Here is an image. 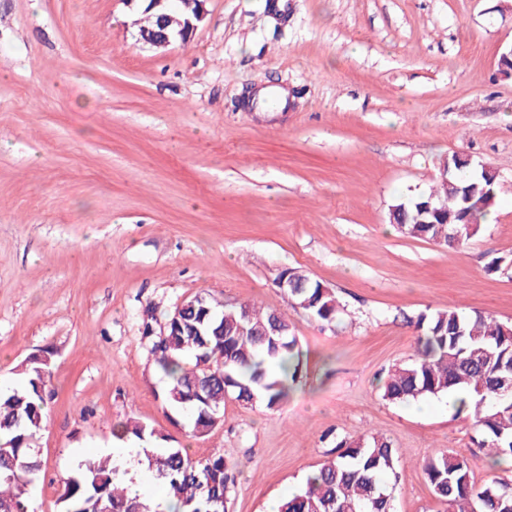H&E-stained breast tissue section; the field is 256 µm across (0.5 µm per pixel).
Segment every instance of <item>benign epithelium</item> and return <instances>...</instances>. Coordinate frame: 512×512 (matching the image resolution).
Listing matches in <instances>:
<instances>
[{
    "mask_svg": "<svg viewBox=\"0 0 512 512\" xmlns=\"http://www.w3.org/2000/svg\"><path fill=\"white\" fill-rule=\"evenodd\" d=\"M146 10L156 16V29L150 32H139L140 40L156 49H168L178 42H184L192 37L205 14L206 0H180L181 8L177 11L170 9V0H145ZM203 302V297L197 295L193 301L182 300L170 311L165 321L154 328L149 320H144L142 335L165 336L168 331L178 329L182 324V314L185 308L195 306V302Z\"/></svg>",
    "mask_w": 512,
    "mask_h": 512,
    "instance_id": "benign-epithelium-1",
    "label": "benign epithelium"
}]
</instances>
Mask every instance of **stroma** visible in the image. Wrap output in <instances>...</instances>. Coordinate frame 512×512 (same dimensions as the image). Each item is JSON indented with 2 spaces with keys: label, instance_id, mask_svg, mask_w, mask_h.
Returning <instances> with one entry per match:
<instances>
[{
  "label": "stroma",
  "instance_id": "1",
  "mask_svg": "<svg viewBox=\"0 0 512 512\" xmlns=\"http://www.w3.org/2000/svg\"><path fill=\"white\" fill-rule=\"evenodd\" d=\"M143 0H0V387L53 352L29 512H62L77 457L138 419L237 472L228 512H266L337 439L399 456L395 512H444L424 472L478 453L447 397L393 403L413 321L451 307L512 323V0H207L187 42L139 36ZM288 93L280 112L250 101ZM498 174L492 223L464 247L395 233L455 153ZM302 270L341 311L324 324L274 278ZM206 292L285 314L302 376L274 411L227 397L195 438L174 426L144 316Z\"/></svg>",
  "mask_w": 512,
  "mask_h": 512
}]
</instances>
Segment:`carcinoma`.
<instances>
[{"label": "carcinoma", "mask_w": 512, "mask_h": 512, "mask_svg": "<svg viewBox=\"0 0 512 512\" xmlns=\"http://www.w3.org/2000/svg\"><path fill=\"white\" fill-rule=\"evenodd\" d=\"M453 175L427 194L391 206L389 223L400 234L461 247L481 230L478 216L493 209L497 182L480 172L469 176L456 155L443 160ZM426 223L421 224L419 220ZM288 293L309 316L333 322L340 312L335 293L295 268ZM193 328L152 338V354L166 379L162 401L188 429L202 437L224 422L230 393L245 405L261 402L276 410L303 368V352L286 316L247 304H223L206 296ZM416 354L392 369L382 385L392 402L445 393L457 395L471 410L487 458L512 459V325L460 308L422 313ZM51 358L37 354L20 366V386L0 392V512H28L27 491L42 462L32 440L45 420V388ZM120 440H163L165 436L128 419L113 427ZM163 481L176 501L175 512H227L235 487L233 467L224 456L194 460L180 448L145 450L140 461ZM399 457L386 439L370 435L336 442V456L306 479L296 494L282 500L279 512H393L392 486ZM475 462L448 449L429 458L424 471L447 512H512V476L474 481ZM126 472L100 455L84 460L64 482V512H165V507L125 485Z\"/></svg>", "instance_id": "cac0c4a2"}]
</instances>
